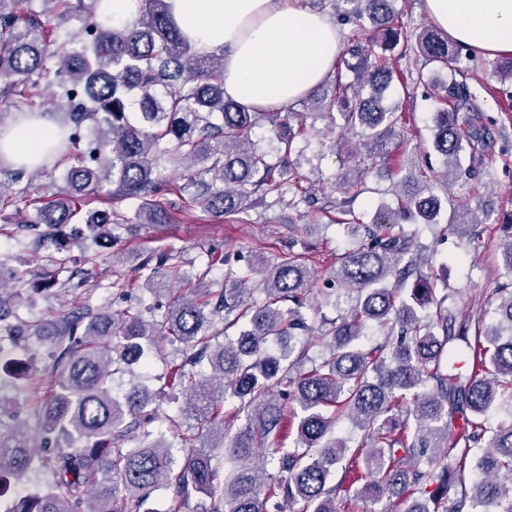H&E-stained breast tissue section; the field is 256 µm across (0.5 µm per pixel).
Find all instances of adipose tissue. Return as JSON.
I'll use <instances>...</instances> for the list:
<instances>
[{
	"label": "adipose tissue",
	"instance_id": "ef3b65f1",
	"mask_svg": "<svg viewBox=\"0 0 512 512\" xmlns=\"http://www.w3.org/2000/svg\"><path fill=\"white\" fill-rule=\"evenodd\" d=\"M174 22L204 54L224 56V93L258 108L311 95L342 50L336 25L302 0H167ZM449 38L484 56L512 54V0H423ZM54 129L48 121L0 132V151L35 162Z\"/></svg>",
	"mask_w": 512,
	"mask_h": 512
}]
</instances>
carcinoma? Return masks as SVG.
Masks as SVG:
<instances>
[{
  "label": "carcinoma",
  "instance_id": "carcinoma-1",
  "mask_svg": "<svg viewBox=\"0 0 512 512\" xmlns=\"http://www.w3.org/2000/svg\"><path fill=\"white\" fill-rule=\"evenodd\" d=\"M21 0H0V97H40L49 70L36 33L41 14L23 16ZM58 21L78 19V35L58 45L54 106L64 112L50 155L77 158L64 174L67 189L10 223L36 232L55 253L112 247L117 229L160 224L171 211L200 208L214 217L243 211L258 192L280 193L282 181L266 153L251 139L254 129L280 128L293 120L297 133L311 112L258 109L224 97V57L202 55L184 38L167 0H142L138 15L117 28L82 0H42ZM357 29L336 60L335 93L321 101V116L339 112L343 128H360L373 153L395 134L402 115L384 108L378 94L394 71L385 57L401 37L395 0H339ZM414 50L424 64L446 68L472 55L441 30L426 29ZM446 107L435 112L432 147L443 158L448 183L477 181L480 149L488 128L467 84L443 87ZM473 112V132L461 133L458 110ZM182 170L183 183L163 177L166 166ZM0 157V197L25 199L24 177L39 176ZM404 187L397 207H377L371 223L351 203L362 193L363 171L342 177L336 203L350 240L336 268L323 279L302 253L275 267H245L224 258V280H194L173 257L162 254L144 276L151 287L163 279L184 283L165 312L155 309L100 312L86 305L60 322L43 325L58 337V377L33 414L0 396V477L46 469L51 482L22 497L0 489V512H154L145 507L156 490L170 493L167 512H269L280 499L297 512H356L361 502L389 500L387 512H512V423H490V412L512 408V281L496 290L497 324L482 315L456 313L436 297L437 282L424 272L431 256L413 234L387 226L413 222L435 227L470 247L486 231L469 207L447 209L427 173L416 165L399 172ZM113 187L112 199L136 201L133 215L113 208L83 209L90 190ZM175 193L180 203L167 200ZM14 287L37 293L57 284L30 270L9 271ZM329 288L339 317L309 324L313 288ZM0 296V339L17 346L26 336L10 321ZM224 329L211 330L216 321ZM377 325L385 340L365 347L360 338ZM190 351L169 381L185 396L182 415L197 419V433L181 432L180 417H164L184 443L212 434L232 468L205 449L175 461L165 435L150 425L154 394L136 380L135 365H149L160 337ZM34 358L0 356V389L27 380ZM128 388H123L124 378ZM295 442H282L288 406ZM245 416L229 440L224 426ZM348 419L363 431L347 453L333 429ZM133 446H128V443ZM272 449L281 479L267 476L259 449ZM338 482H332L336 470ZM361 486H356L357 482ZM202 497L204 503L192 504Z\"/></svg>",
  "mask_w": 512,
  "mask_h": 512
}]
</instances>
